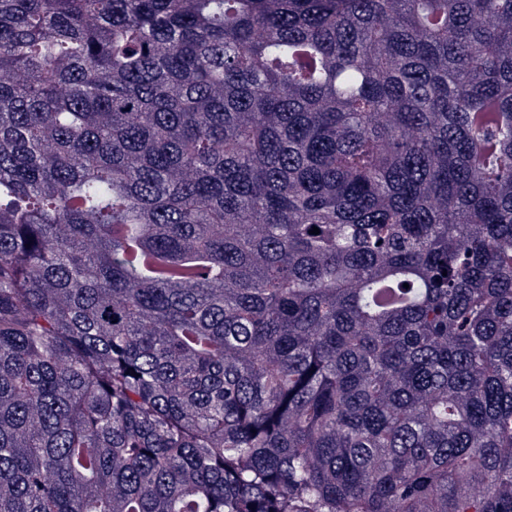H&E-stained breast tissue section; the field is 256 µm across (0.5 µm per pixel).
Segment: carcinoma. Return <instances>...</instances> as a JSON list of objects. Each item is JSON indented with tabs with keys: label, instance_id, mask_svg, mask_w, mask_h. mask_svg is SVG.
I'll use <instances>...</instances> for the list:
<instances>
[{
	"label": "carcinoma",
	"instance_id": "cac0c4a2",
	"mask_svg": "<svg viewBox=\"0 0 512 512\" xmlns=\"http://www.w3.org/2000/svg\"><path fill=\"white\" fill-rule=\"evenodd\" d=\"M0 512H512V0H0Z\"/></svg>",
	"mask_w": 512,
	"mask_h": 512
}]
</instances>
